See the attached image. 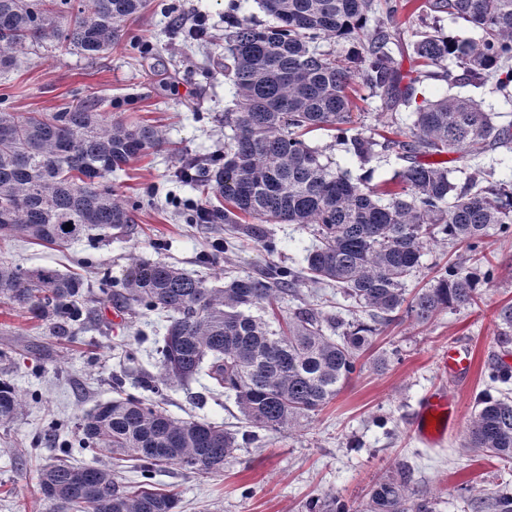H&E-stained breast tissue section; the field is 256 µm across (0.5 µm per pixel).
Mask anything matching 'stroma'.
I'll list each match as a JSON object with an SVG mask.
<instances>
[{"label": "stroma", "instance_id": "35a3bbf8", "mask_svg": "<svg viewBox=\"0 0 512 512\" xmlns=\"http://www.w3.org/2000/svg\"><path fill=\"white\" fill-rule=\"evenodd\" d=\"M227 8L228 0H151L128 21L121 43L96 59L43 47L20 54L18 66L0 74V96L11 111L58 112L79 100H95L99 111L132 125L157 126L166 138L163 149L147 150L112 177L119 196L137 206L125 232L106 242L83 239L63 248L1 239V260L25 269L78 271L92 284L105 275L123 277L136 258L173 264L211 286L223 285L228 276L261 273L274 264L304 267L314 237L310 228L296 224L268 225L277 243L275 253L241 237L231 239L215 262L202 264L201 255L228 237L225 225L185 223L169 202L173 196L205 202V195L175 179L174 172L183 157L203 162L222 151L230 133L224 110L234 89L217 64L224 56ZM199 16L206 20L207 33L185 46L183 37L173 36L171 25ZM428 28L450 37L472 34L463 23L445 16L424 20L401 13L388 29L402 72L417 69L412 44L417 32ZM144 43L153 48L146 56L139 52ZM352 96L360 101L361 129L384 135L388 123L394 122L402 131L410 130L411 109L388 112L380 98L366 97L360 86ZM436 161L454 171L460 182L489 171L497 180L512 181V151L502 148L478 159L450 152ZM485 252L498 275L480 285L475 305L442 310L425 324L401 317L374 337L361 372L317 414L287 433L260 432L258 441L242 445L221 472L198 476L176 465L161 466L152 480L154 488L177 493L178 512H307L313 500H362L373 482L404 466L414 486L433 501L434 512H481L479 503L488 491L500 482H512V472L497 459L463 446L477 395L486 391L495 398L512 397V381L491 386L485 379L491 366H512V342L499 343L497 321L500 307L512 303V239L491 235ZM89 255L95 266L80 269V261ZM465 258L464 249L447 241L428 244L421 271L406 280L407 291L424 287L435 265ZM316 303L327 314L348 306L336 289L303 282L285 295L279 309L285 316ZM112 307L109 300L95 303L94 325L70 340L49 335L28 314L0 303V380L12 384L24 401L22 414L0 426V512H49L37 476L63 451L47 443L32 447L45 419L75 426L112 398L115 372H124L130 385L144 374H158L155 349L166 332V314L141 316L128 310L117 324ZM142 332L147 335L143 343L138 340ZM135 342L141 345L138 363L119 368L118 352ZM452 342L467 345L474 357L471 377L462 386L439 368V357ZM380 354L388 360L381 371L372 366ZM211 386L204 375L184 384L169 381L164 391L167 414L208 420L239 434L247 431L249 425L234 401L212 393ZM435 387L457 391L462 421L443 445L430 447L414 436L413 418L421 398Z\"/></svg>", "mask_w": 512, "mask_h": 512}]
</instances>
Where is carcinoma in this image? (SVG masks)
I'll list each match as a JSON object with an SVG mask.
<instances>
[{
    "label": "carcinoma",
    "instance_id": "cac0c4a2",
    "mask_svg": "<svg viewBox=\"0 0 512 512\" xmlns=\"http://www.w3.org/2000/svg\"><path fill=\"white\" fill-rule=\"evenodd\" d=\"M272 24L239 16L237 0L224 13V72L234 88V107L224 112L232 134L222 155L207 167L186 162L178 178L224 199L225 206L188 205V224H231L273 254L275 239L259 226L241 225L238 214L262 223L312 227L316 244L301 270L278 266L271 273L235 277L207 286L162 262L133 260L121 279L99 280V293L143 314L169 315L157 348L159 375L138 388L159 393L158 383L188 382L204 374L212 391L234 402L255 430L291 429L300 416L320 411L361 370L360 357L373 336L399 312L425 323L437 312L475 302L478 284L494 277L485 259V237L512 235V182L471 178L461 185L450 170L418 161L425 154L463 151L477 159L498 148L512 150V124L498 126L470 96L423 100L405 139L378 142L356 129L349 89L360 79L386 109L409 107L419 79L405 75L382 28L367 43L359 34L376 14L375 0H260ZM148 0H0V72L18 66L16 53L43 46L87 59L121 42L129 19ZM477 30L476 40L425 32L413 51L428 79L495 88L512 84V0H426ZM352 44L348 62L321 49L327 40ZM463 69L452 74L446 61ZM326 130L338 145L368 163L375 147L409 162L394 176L397 189L377 196L366 176L352 177L323 161L303 136ZM164 136L148 124L128 125L96 104L79 101L50 114L0 109V236H25L64 247L83 238L106 240L132 223L134 205L112 188V174ZM72 229H67V225ZM465 244L472 264H447L412 299L408 276L422 266L424 248L438 238ZM340 289L370 321L326 317L308 305L280 319L281 295L302 274ZM93 295L82 279L52 267L27 270L0 260V302L42 322L53 336L75 337L91 319ZM499 341L512 339V304L498 311ZM117 397L98 405L76 425L64 453L78 448L138 462L142 484L119 482L106 465L76 467L65 460L39 471L38 487L50 512H177L171 493L148 488L155 470L178 465L195 474L217 473L240 442L258 438L205 421L176 420L125 388L112 376ZM24 403L0 381V424L13 421ZM465 447L512 463V398L487 394L476 402ZM410 472L374 484L365 512H431ZM492 512H512L505 485L485 502ZM308 512H357L339 498L311 501Z\"/></svg>",
    "mask_w": 512,
    "mask_h": 512
}]
</instances>
